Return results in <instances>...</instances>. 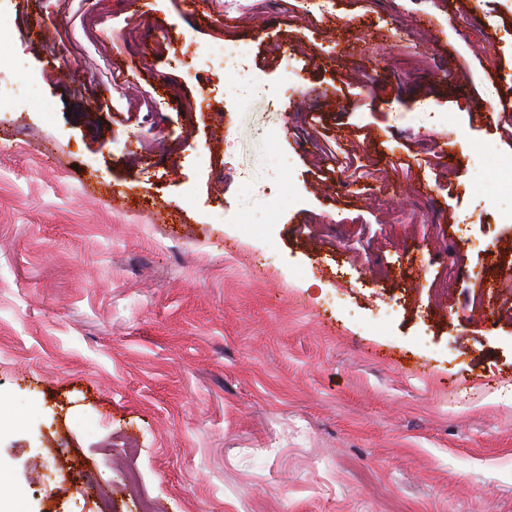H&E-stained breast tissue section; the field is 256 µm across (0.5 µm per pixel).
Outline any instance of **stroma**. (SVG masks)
<instances>
[{
    "mask_svg": "<svg viewBox=\"0 0 512 512\" xmlns=\"http://www.w3.org/2000/svg\"><path fill=\"white\" fill-rule=\"evenodd\" d=\"M191 10L0 0V500L95 512L125 435L160 512H512V0ZM245 51L239 47H222V49H208L195 51L191 57L193 69L208 70L212 72H237L236 59L245 58Z\"/></svg>",
    "mask_w": 512,
    "mask_h": 512,
    "instance_id": "35a3bbf8",
    "label": "stroma"
}]
</instances>
